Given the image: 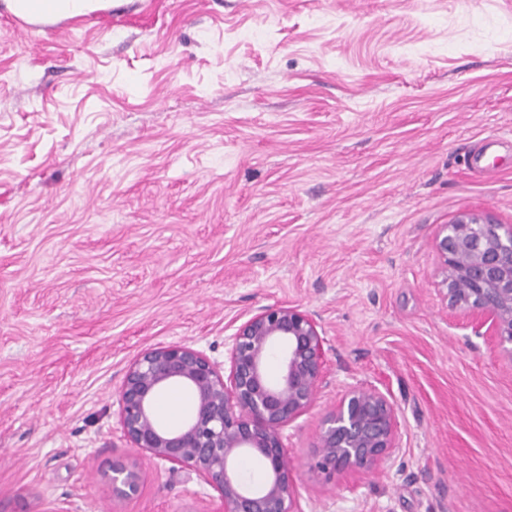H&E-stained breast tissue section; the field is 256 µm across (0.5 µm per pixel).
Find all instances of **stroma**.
Instances as JSON below:
<instances>
[{
  "instance_id": "1",
  "label": "stroma",
  "mask_w": 512,
  "mask_h": 512,
  "mask_svg": "<svg viewBox=\"0 0 512 512\" xmlns=\"http://www.w3.org/2000/svg\"><path fill=\"white\" fill-rule=\"evenodd\" d=\"M0 0V512H218L131 448L139 351L223 363L295 304L325 383L285 428L305 512H512V360L439 286L462 209L512 224V0H109L17 29ZM387 393L372 477L308 461ZM140 491L114 497V461ZM399 416L378 388L350 389L324 415L310 468L326 478L366 476L394 458Z\"/></svg>"
}]
</instances>
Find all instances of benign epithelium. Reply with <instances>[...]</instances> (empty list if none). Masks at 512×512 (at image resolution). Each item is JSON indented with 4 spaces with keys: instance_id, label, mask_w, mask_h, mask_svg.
<instances>
[{
    "instance_id": "1",
    "label": "benign epithelium",
    "mask_w": 512,
    "mask_h": 512,
    "mask_svg": "<svg viewBox=\"0 0 512 512\" xmlns=\"http://www.w3.org/2000/svg\"><path fill=\"white\" fill-rule=\"evenodd\" d=\"M448 306L485 328L512 356V224L487 212L463 210L435 239ZM326 339L314 314L297 305L267 306L230 336L224 368L185 344L149 347L129 365L119 414L131 447L149 459L196 474L224 512H305L297 476L288 463L283 430L313 405L324 382ZM279 352L281 374L269 378ZM181 386L193 405L180 424L156 415L159 394ZM399 416L378 388L350 389L324 415L310 468L327 478L366 476L394 458ZM256 454L262 485L245 484L237 468ZM112 492L137 491L139 471L112 465Z\"/></svg>"
}]
</instances>
